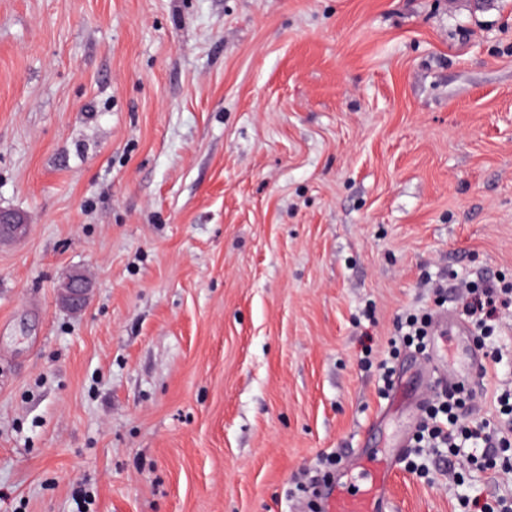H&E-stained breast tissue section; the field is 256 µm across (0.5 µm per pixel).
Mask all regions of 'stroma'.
<instances>
[{"mask_svg":"<svg viewBox=\"0 0 512 512\" xmlns=\"http://www.w3.org/2000/svg\"><path fill=\"white\" fill-rule=\"evenodd\" d=\"M0 209V512H297L512 280V0H0ZM424 461L392 512L512 496ZM26 218L19 213L0 211V239L22 234L27 226ZM90 281L86 275L74 274L66 288L60 289L61 301L71 309H82L90 299ZM465 312L468 320L484 338L491 336L502 308L512 306V282L489 278L482 284L466 282Z\"/></svg>","mask_w":512,"mask_h":512,"instance_id":"1","label":"stroma"}]
</instances>
